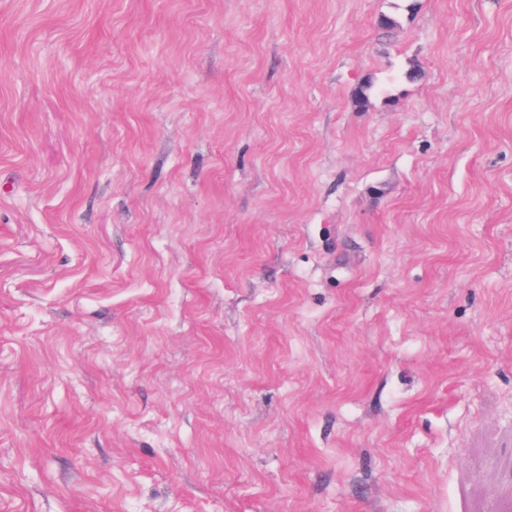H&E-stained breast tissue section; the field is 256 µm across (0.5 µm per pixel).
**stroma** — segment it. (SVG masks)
I'll use <instances>...</instances> for the list:
<instances>
[{
    "label": "stroma",
    "mask_w": 512,
    "mask_h": 512,
    "mask_svg": "<svg viewBox=\"0 0 512 512\" xmlns=\"http://www.w3.org/2000/svg\"><path fill=\"white\" fill-rule=\"evenodd\" d=\"M0 512H512V0H0Z\"/></svg>",
    "instance_id": "stroma-1"
}]
</instances>
